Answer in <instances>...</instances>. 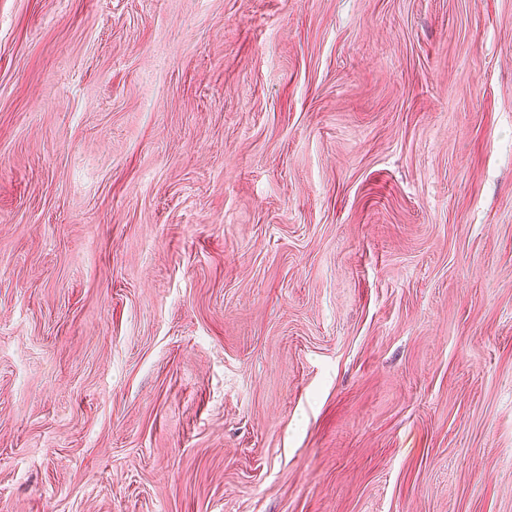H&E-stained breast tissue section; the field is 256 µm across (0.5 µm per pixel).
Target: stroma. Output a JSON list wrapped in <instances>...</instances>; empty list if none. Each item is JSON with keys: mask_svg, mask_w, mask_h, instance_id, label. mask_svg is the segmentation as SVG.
I'll return each instance as SVG.
<instances>
[{"mask_svg": "<svg viewBox=\"0 0 512 512\" xmlns=\"http://www.w3.org/2000/svg\"><path fill=\"white\" fill-rule=\"evenodd\" d=\"M0 512H512V0H0Z\"/></svg>", "mask_w": 512, "mask_h": 512, "instance_id": "obj_1", "label": "stroma"}]
</instances>
